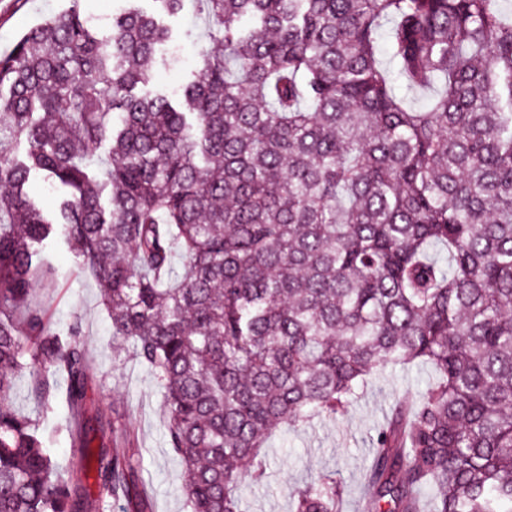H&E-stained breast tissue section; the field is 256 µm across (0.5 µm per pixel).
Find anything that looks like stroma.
I'll list each match as a JSON object with an SVG mask.
<instances>
[{
  "label": "stroma",
  "mask_w": 512,
  "mask_h": 512,
  "mask_svg": "<svg viewBox=\"0 0 512 512\" xmlns=\"http://www.w3.org/2000/svg\"><path fill=\"white\" fill-rule=\"evenodd\" d=\"M69 0H0V51L11 49L23 32L51 14L66 9ZM171 39L156 54L150 91L171 94L192 80L208 47V22L200 0H184L183 9L162 18ZM43 273L29 297L51 327L68 333L78 328L89 367L85 415L111 422L115 430L134 433L142 450V476L150 496V512H187L184 469L166 443L162 390L151 372L128 351L114 349L112 325L101 303L97 282L80 266L64 241L43 251ZM53 394L37 407L33 378L22 371L11 395L13 407L36 418L51 432L50 453L76 483L92 486L94 479L80 465L81 451L66 432L70 408L66 378L50 366L40 367ZM427 364L393 367L367 378L349 410L329 419L313 418L302 427L273 430L266 442L267 470L260 482L244 487L248 512H292L293 490L321 474L339 472L344 485L341 512H362L367 494L366 474L373 440L398 398L420 395L434 380Z\"/></svg>",
  "instance_id": "stroma-1"
}]
</instances>
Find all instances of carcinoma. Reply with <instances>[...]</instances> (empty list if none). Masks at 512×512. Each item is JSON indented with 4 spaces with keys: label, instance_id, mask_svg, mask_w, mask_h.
Listing matches in <instances>:
<instances>
[{
    "label": "carcinoma",
    "instance_id": "obj_1",
    "mask_svg": "<svg viewBox=\"0 0 512 512\" xmlns=\"http://www.w3.org/2000/svg\"><path fill=\"white\" fill-rule=\"evenodd\" d=\"M85 0L0 56V512H92L10 404L25 343L67 377L99 502L148 512L137 448L80 419L77 331L28 307L47 241L96 279L163 392L190 512H245L279 425L346 412L389 365L436 381L376 434L367 512H512V19L499 0H200L213 46L142 93L168 30ZM387 54L416 106L394 91ZM110 161L86 163L103 140ZM25 141L26 156L11 157ZM63 193L49 216L27 191ZM332 471L294 512H340ZM83 5L88 14L100 24L107 25L112 22V15H116L128 7L129 2L125 0H87L83 2Z\"/></svg>",
    "mask_w": 512,
    "mask_h": 512
}]
</instances>
